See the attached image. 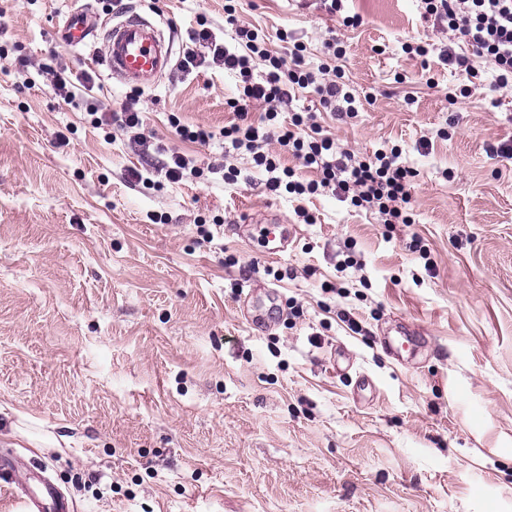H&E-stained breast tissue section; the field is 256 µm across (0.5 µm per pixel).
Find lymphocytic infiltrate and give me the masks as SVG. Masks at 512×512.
<instances>
[{
    "label": "lymphocytic infiltrate",
    "instance_id": "lymphocytic-infiltrate-1",
    "mask_svg": "<svg viewBox=\"0 0 512 512\" xmlns=\"http://www.w3.org/2000/svg\"><path fill=\"white\" fill-rule=\"evenodd\" d=\"M420 4L425 17L447 24L471 49L467 55L444 49L440 54L443 63L472 78L476 72L471 56L486 58L497 72L495 89L512 90V0H420ZM213 58L239 80V95L228 102L235 120L225 126L224 139L232 149L252 154L255 164L269 175L270 191L299 196L328 192L378 214L383 223H410V189L416 173L399 163L397 153L379 150L361 160L337 150L311 112L293 113L288 126L277 124L279 106L287 104L290 89L296 87L313 88L320 105L329 111L353 115L356 98L340 71L326 64L310 70L298 42L289 56L276 55L264 36L247 26L236 27L234 46L214 47ZM261 103L266 104V112L252 119L251 107ZM273 141L304 167L315 170L316 178L298 179L294 169L282 165L279 154L269 152Z\"/></svg>",
    "mask_w": 512,
    "mask_h": 512
}]
</instances>
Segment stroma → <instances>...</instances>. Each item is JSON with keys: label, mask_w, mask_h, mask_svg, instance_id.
Wrapping results in <instances>:
<instances>
[{"label": "stroma", "mask_w": 512, "mask_h": 512, "mask_svg": "<svg viewBox=\"0 0 512 512\" xmlns=\"http://www.w3.org/2000/svg\"><path fill=\"white\" fill-rule=\"evenodd\" d=\"M224 4L0 0V451L20 480L0 512L42 478L73 512H512V159L489 151L512 139V92L475 55L471 95L449 103L467 79L417 0H348L356 28L320 0H237L239 23L280 53L287 30L311 69L345 47L358 112L318 120L338 149L395 148L416 170L412 221L388 226L329 194L272 193L225 150L237 88L211 46L139 89L109 77L100 37L60 39L85 8L165 18L180 53L203 23L220 45ZM62 68L74 99L54 89ZM132 96L148 140L199 177L133 178L160 154L94 124ZM257 213L292 232L278 257L259 225L232 230ZM251 284L276 291L274 324L247 321ZM398 325L414 343L394 356Z\"/></svg>", "instance_id": "obj_1"}]
</instances>
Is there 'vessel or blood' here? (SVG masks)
<instances>
[{"label":"vessel or blood","instance_id":"vessel-or-blood-1","mask_svg":"<svg viewBox=\"0 0 512 512\" xmlns=\"http://www.w3.org/2000/svg\"><path fill=\"white\" fill-rule=\"evenodd\" d=\"M101 33L103 46L97 57L110 76L134 87L155 82L173 54L172 41L163 38L158 25L132 16L120 22L103 20L83 10L73 11L61 29L62 40L71 46L84 43L90 35ZM45 498H23L22 512H41L43 499H50L54 512H70L71 504L54 487H46Z\"/></svg>","mask_w":512,"mask_h":512}]
</instances>
